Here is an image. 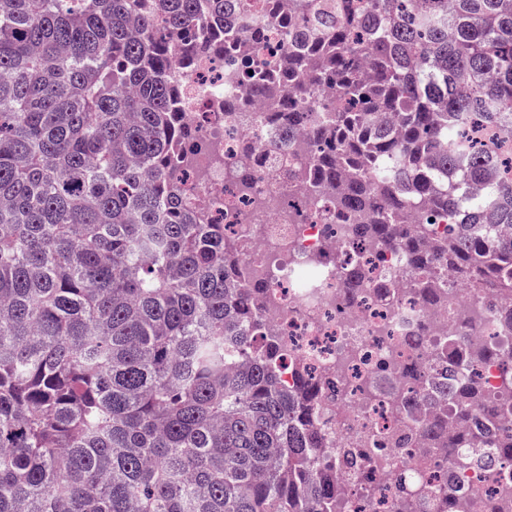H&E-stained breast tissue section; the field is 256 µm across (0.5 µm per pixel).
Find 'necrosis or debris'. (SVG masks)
<instances>
[{"instance_id": "obj_1", "label": "necrosis or debris", "mask_w": 512, "mask_h": 512, "mask_svg": "<svg viewBox=\"0 0 512 512\" xmlns=\"http://www.w3.org/2000/svg\"><path fill=\"white\" fill-rule=\"evenodd\" d=\"M237 72L231 52L220 60L200 57L180 75L185 117L201 141H217L224 156L219 166L207 151L196 153L191 195L236 241L246 269L268 279L260 318L280 346L282 381L292 382L301 368L321 387L319 457L335 459L344 448L376 451L345 483L344 512H397L412 490L434 494L449 479L461 488L455 512H512L501 502L503 487H512V465L450 471L424 457L416 443H394L404 425L397 406L409 396L395 365L428 361L430 347L448 333L452 312L471 318L466 335L498 338L511 353L512 329L500 325L501 297L458 281L447 290L449 313L423 307L412 291L398 288L406 265L400 249L353 241L346 229L354 216L267 179L259 160L278 134L260 122L243 126L225 111V100L241 97ZM243 165L253 172L244 188L233 175ZM350 259L358 260L366 286L347 296L342 278ZM385 286L394 289L393 300L382 297Z\"/></svg>"}]
</instances>
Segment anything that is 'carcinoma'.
Returning a JSON list of instances; mask_svg holds the SVG:
<instances>
[{
	"label": "carcinoma",
	"mask_w": 512,
	"mask_h": 512,
	"mask_svg": "<svg viewBox=\"0 0 512 512\" xmlns=\"http://www.w3.org/2000/svg\"><path fill=\"white\" fill-rule=\"evenodd\" d=\"M244 2L0 0V512H336L319 386L281 384L265 278L229 272L224 225L185 206L200 138L171 67L224 53L218 27L294 35L277 74L238 71L263 119L313 137L309 170L271 152L267 174L365 215L355 237L402 250L430 304L451 275L512 294V0H293L232 31ZM499 352L450 336L403 365L453 399L410 425L425 452L464 465L496 436L512 462V397L463 377Z\"/></svg>",
	"instance_id": "carcinoma-1"
}]
</instances>
